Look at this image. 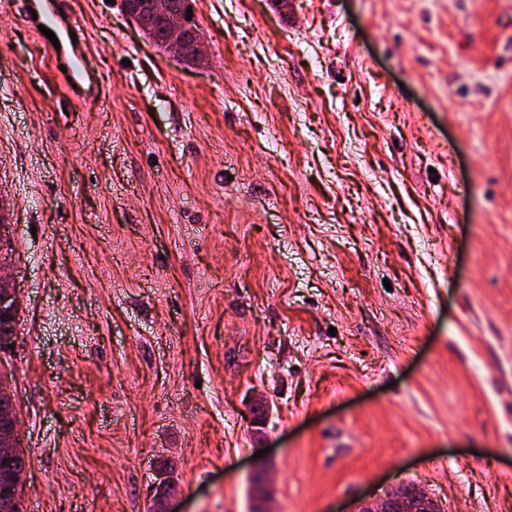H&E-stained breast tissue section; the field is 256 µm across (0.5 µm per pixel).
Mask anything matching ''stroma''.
Instances as JSON below:
<instances>
[{
    "label": "stroma",
    "instance_id": "35a3bbf8",
    "mask_svg": "<svg viewBox=\"0 0 512 512\" xmlns=\"http://www.w3.org/2000/svg\"><path fill=\"white\" fill-rule=\"evenodd\" d=\"M0 0L25 512H512V0H197L205 60ZM263 397L262 425L251 403ZM38 24L44 25L48 29L52 28L58 41L65 37H69L70 33H75L80 30L77 21L68 13L67 22H64L60 16L58 6L50 5L47 12L38 15ZM66 69L67 72L62 73L61 81L67 91L71 90L73 84L83 88L84 85H86L85 90L88 96L91 98H99V100L102 99L100 89L93 80V67L84 52L79 51L74 53L72 58L68 61ZM68 78H71V81H68Z\"/></svg>",
    "mask_w": 512,
    "mask_h": 512
}]
</instances>
